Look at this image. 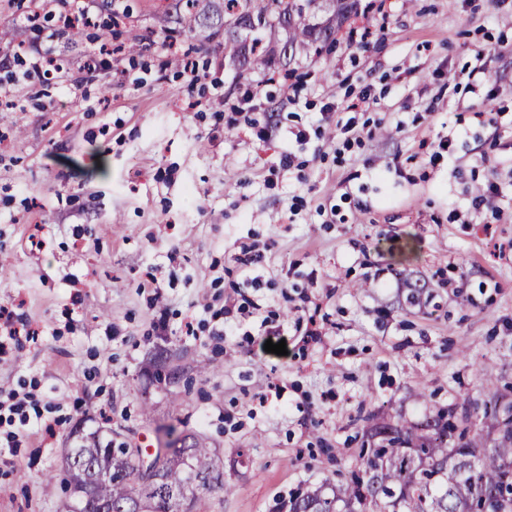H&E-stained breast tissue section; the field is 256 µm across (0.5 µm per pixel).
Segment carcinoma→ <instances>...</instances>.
<instances>
[{
  "label": "carcinoma",
  "mask_w": 512,
  "mask_h": 512,
  "mask_svg": "<svg viewBox=\"0 0 512 512\" xmlns=\"http://www.w3.org/2000/svg\"><path fill=\"white\" fill-rule=\"evenodd\" d=\"M222 7L189 15L185 28L201 25L207 39L219 38L227 16L237 15L239 31L256 34L288 16V47L310 46L315 53L332 43L335 31L356 13L359 0H334V11L320 28L305 22L303 8L312 0H219ZM271 63L252 38L243 64L253 69ZM481 395L466 397L461 417L483 412L498 430L494 445L486 447L479 433L455 422L456 411L439 412L420 423L400 417L372 416L367 431L368 448L336 469L337 480L307 487L289 499V512H512V401L493 390L483 369ZM166 441L148 455L125 444L112 445L92 434L69 449L65 458L70 499L64 512H145L159 500L153 486L143 483V458L157 467L169 495L158 512H193L201 496L229 491L224 469L213 459L215 450L196 434L163 427ZM207 474L205 481L187 488L188 466ZM111 473L96 485L94 497L82 507L91 476Z\"/></svg>",
  "instance_id": "carcinoma-1"
}]
</instances>
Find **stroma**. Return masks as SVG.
Here are the masks:
<instances>
[{
  "label": "stroma",
  "mask_w": 512,
  "mask_h": 512,
  "mask_svg": "<svg viewBox=\"0 0 512 512\" xmlns=\"http://www.w3.org/2000/svg\"><path fill=\"white\" fill-rule=\"evenodd\" d=\"M120 10L0 104V307L36 333L0 349V404L27 393L42 413L0 427V512H61L79 432L202 434L232 490L198 512H286L358 455L371 414L459 406L480 366L512 400V0H386L368 45L248 71L178 28L175 0ZM55 11L0 0V57ZM171 28L222 90L162 66ZM105 44L111 73L82 85ZM246 93L254 111L233 110ZM490 181L500 196L474 206ZM246 249L262 259L244 271ZM405 273L435 292L410 314ZM266 319L287 355L265 351ZM160 349L179 382L157 377Z\"/></svg>",
  "instance_id": "35a3bbf8"
}]
</instances>
